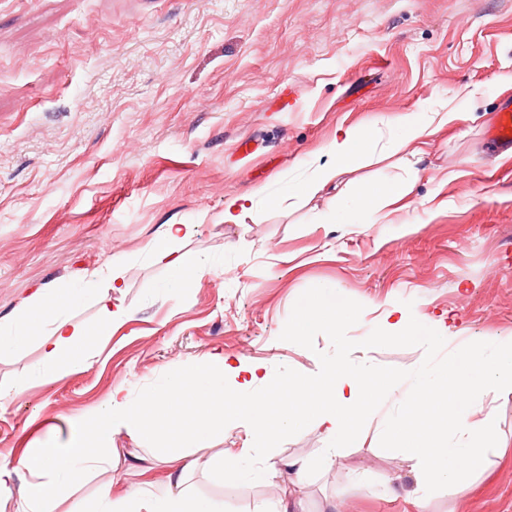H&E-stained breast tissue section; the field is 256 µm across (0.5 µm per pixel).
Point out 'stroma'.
<instances>
[{"instance_id": "obj_1", "label": "stroma", "mask_w": 512, "mask_h": 512, "mask_svg": "<svg viewBox=\"0 0 512 512\" xmlns=\"http://www.w3.org/2000/svg\"><path fill=\"white\" fill-rule=\"evenodd\" d=\"M468 97L458 120L421 153L395 150L389 118ZM512 98V0H0V319L37 283L76 281L127 257L121 303L132 315L82 372L41 383L36 346L0 358V384H24L0 404V454L65 442L69 416L116 386L130 397L209 353L320 368L318 352L280 340L297 298L324 286L361 303L348 331L364 339L399 308L460 339L512 333V152L487 134ZM376 128L361 167L308 199L289 185L339 126ZM396 178L412 187L392 223L328 221L335 201ZM267 186L281 207L243 224L224 200ZM198 223L187 250L204 271L186 287L141 253L163 224ZM354 361L405 370L422 347L356 349ZM397 385L344 449L337 468L301 490L310 512H414L387 494L411 486L409 464L382 449L381 419ZM502 438L488 469L428 512H512V395L488 396ZM308 426L279 433L280 459L319 454ZM125 468L75 486L140 482ZM195 493L226 512H263L287 482L224 486L205 472Z\"/></svg>"}]
</instances>
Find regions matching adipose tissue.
<instances>
[{"instance_id": "adipose-tissue-1", "label": "adipose tissue", "mask_w": 512, "mask_h": 512, "mask_svg": "<svg viewBox=\"0 0 512 512\" xmlns=\"http://www.w3.org/2000/svg\"><path fill=\"white\" fill-rule=\"evenodd\" d=\"M461 109V104L449 103L433 112L397 116L396 148L427 144L458 120ZM373 136L368 129L338 128L326 158H313L311 178L290 187L288 195H315L360 166ZM409 193V186L396 180L367 185L335 221L362 223L377 212L379 201L397 205ZM197 232L194 224L163 225L144 253L151 263L164 266L173 282L189 284L201 268L191 263L184 247ZM125 271V260L116 257L106 267L86 270L78 282L35 287L12 319L0 326V357L33 343L41 353L42 380L82 371L92 345L102 343L131 315L116 299L125 287ZM89 303L96 308V323L74 320V312ZM392 381L375 365L352 366L338 358L330 359L322 376L311 380L290 372L273 376L263 363L210 353L138 398H130L123 387L113 388L103 404L70 418L71 434L64 444L28 449L14 462L1 456L0 512H55L80 476L117 458L114 437L120 433L158 442L154 455L166 469L163 487L146 481L116 496L105 484L92 504L76 502L72 512H224L223 502L190 490L192 471L209 470L223 485L273 483L281 472L267 454L274 434L298 430L307 422L327 442L318 467L332 469L340 464L343 448L350 446L375 397ZM234 424L244 426L248 447L222 451L203 462L190 456L189 447L207 443ZM23 471L28 480H20Z\"/></svg>"}]
</instances>
